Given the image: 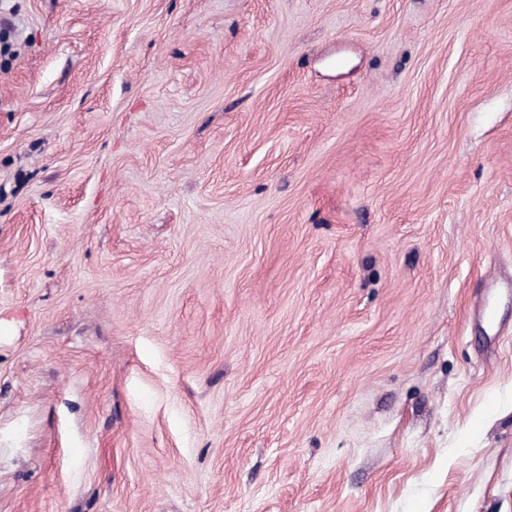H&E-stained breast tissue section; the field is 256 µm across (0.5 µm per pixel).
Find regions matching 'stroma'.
Returning a JSON list of instances; mask_svg holds the SVG:
<instances>
[{
	"label": "stroma",
	"mask_w": 512,
	"mask_h": 512,
	"mask_svg": "<svg viewBox=\"0 0 512 512\" xmlns=\"http://www.w3.org/2000/svg\"><path fill=\"white\" fill-rule=\"evenodd\" d=\"M0 512H512V0H0Z\"/></svg>",
	"instance_id": "stroma-1"
}]
</instances>
